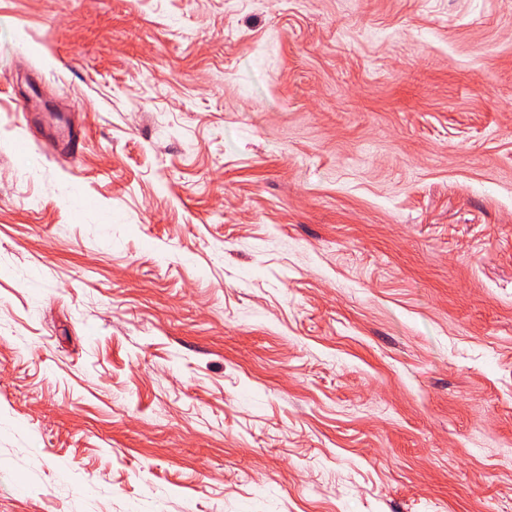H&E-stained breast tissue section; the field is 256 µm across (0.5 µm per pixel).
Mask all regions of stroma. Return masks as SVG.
Returning a JSON list of instances; mask_svg holds the SVG:
<instances>
[{
	"instance_id": "stroma-1",
	"label": "stroma",
	"mask_w": 512,
	"mask_h": 512,
	"mask_svg": "<svg viewBox=\"0 0 512 512\" xmlns=\"http://www.w3.org/2000/svg\"><path fill=\"white\" fill-rule=\"evenodd\" d=\"M0 512H512V0H0Z\"/></svg>"
}]
</instances>
